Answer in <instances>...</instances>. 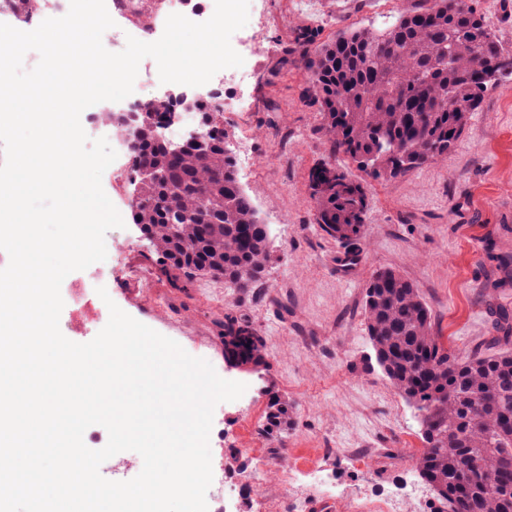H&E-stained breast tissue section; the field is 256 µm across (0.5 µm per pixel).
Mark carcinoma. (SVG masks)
I'll use <instances>...</instances> for the list:
<instances>
[{
	"label": "carcinoma",
	"instance_id": "carcinoma-1",
	"mask_svg": "<svg viewBox=\"0 0 512 512\" xmlns=\"http://www.w3.org/2000/svg\"><path fill=\"white\" fill-rule=\"evenodd\" d=\"M295 37V51L311 82L332 154H342L373 178L419 171L448 155L471 112L498 73L512 69V53L470 0H416L383 31L346 29L314 45ZM136 171L161 173L142 183L131 217L167 260L171 280L205 274L248 288L271 255L267 225L237 181L226 141L185 146L170 156L147 125L134 132ZM320 228L347 244L366 207L364 188L334 168L315 180ZM498 278L512 281V251L492 255ZM496 336L483 350L460 355L435 331L431 308L415 283L389 267L377 269L363 290L367 335L388 366L386 378L419 412L424 448L416 464L448 512H512V313L488 304ZM224 331L246 359L260 340L233 319ZM288 402L272 396L269 430L288 427Z\"/></svg>",
	"mask_w": 512,
	"mask_h": 512
}]
</instances>
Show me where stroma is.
Instances as JSON below:
<instances>
[{
	"label": "stroma",
	"mask_w": 512,
	"mask_h": 512,
	"mask_svg": "<svg viewBox=\"0 0 512 512\" xmlns=\"http://www.w3.org/2000/svg\"><path fill=\"white\" fill-rule=\"evenodd\" d=\"M317 10L293 14L294 0H255L248 18L257 31L254 72L244 112L224 115L228 138H245L253 166L241 185L269 227L271 261L261 280L236 288L222 278L195 275L172 287L165 263L131 218V179L102 186L124 225L105 235L112 272L106 291L125 313L206 359L223 379L246 384L241 399L219 403L209 443L210 512H293L290 490L267 477L250 481L246 497L233 486L266 461L311 485L319 470L342 499L360 505L398 496L413 512H433L432 488L416 458L423 448L418 411L377 366L366 331L363 286L374 270L391 267L414 282L435 317L436 329L461 354L485 347L494 331L487 300L512 309V284L490 293L487 239L512 247V73L489 85L447 160L413 174L377 180L343 156H332L321 116L309 96V72L293 51L297 31H316L324 43L348 28L382 30L404 0H321ZM333 167L360 183L367 196L357 274L343 276L341 241L317 223L311 184ZM233 314L262 336L259 362H242L224 344V316ZM286 400L287 430L266 431L270 395ZM245 438L250 453L232 447ZM366 449V462L350 451Z\"/></svg>",
	"instance_id": "obj_1"
}]
</instances>
